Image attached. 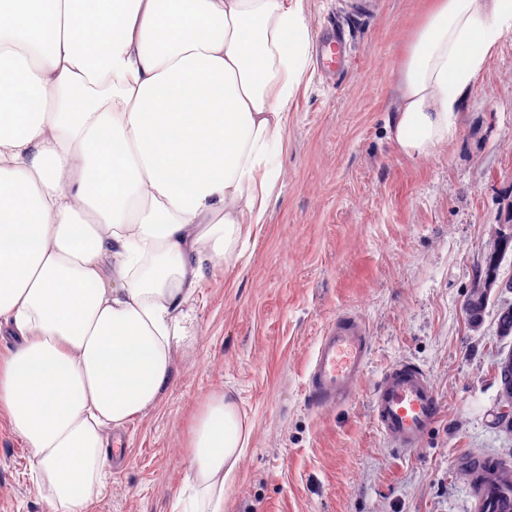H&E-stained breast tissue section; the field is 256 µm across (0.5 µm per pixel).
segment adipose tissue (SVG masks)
I'll return each mask as SVG.
<instances>
[{
    "mask_svg": "<svg viewBox=\"0 0 512 512\" xmlns=\"http://www.w3.org/2000/svg\"><path fill=\"white\" fill-rule=\"evenodd\" d=\"M512 0H436L394 141H452ZM303 0H0V411L53 512H88L118 427L157 403L196 288L263 223L308 72ZM251 431L212 394L174 512H224Z\"/></svg>",
    "mask_w": 512,
    "mask_h": 512,
    "instance_id": "ef3b65f1",
    "label": "adipose tissue"
}]
</instances>
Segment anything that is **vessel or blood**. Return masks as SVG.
I'll list each match as a JSON object with an SVG mask.
<instances>
[{
  "instance_id": "b4317fda",
  "label": "vessel or blood",
  "mask_w": 512,
  "mask_h": 512,
  "mask_svg": "<svg viewBox=\"0 0 512 512\" xmlns=\"http://www.w3.org/2000/svg\"><path fill=\"white\" fill-rule=\"evenodd\" d=\"M368 338L352 316L336 319L320 337L309 375V394L320 404H338L354 390L368 356ZM428 376L410 363L392 365L372 400L378 429L405 451L418 448L440 413ZM469 487L479 512H512V463L495 457L464 456Z\"/></svg>"
}]
</instances>
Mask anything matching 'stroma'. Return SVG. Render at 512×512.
<instances>
[{"instance_id":"35a3bbf8","label":"stroma","mask_w":512,"mask_h":512,"mask_svg":"<svg viewBox=\"0 0 512 512\" xmlns=\"http://www.w3.org/2000/svg\"><path fill=\"white\" fill-rule=\"evenodd\" d=\"M431 0H304L312 37L337 30L345 66L312 57L288 109L282 178L241 259L196 290L194 336L156 406L117 434L125 448L90 512H172L190 473V424L221 389L251 429L224 512H477L456 460L512 461L499 426L501 338L490 291L466 303L498 233L512 232V31L486 59L453 141L423 158L392 138L399 75ZM343 314L364 323L363 375L343 403L313 406L316 344ZM428 375L441 414L419 448L378 430L372 396L394 363ZM30 450L0 414V512H50Z\"/></svg>"}]
</instances>
